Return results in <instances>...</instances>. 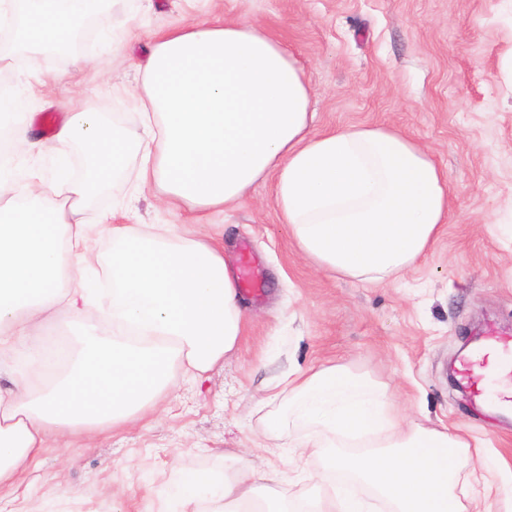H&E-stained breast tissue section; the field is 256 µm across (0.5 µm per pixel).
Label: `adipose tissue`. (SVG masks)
<instances>
[{
	"mask_svg": "<svg viewBox=\"0 0 512 512\" xmlns=\"http://www.w3.org/2000/svg\"><path fill=\"white\" fill-rule=\"evenodd\" d=\"M96 0H0V65L19 52L37 62L66 46ZM147 134L129 140L119 123L74 107L51 144L25 119L24 91L0 92L8 137L65 157L84 151L83 178L47 183L43 169L0 155V487L13 485L45 448L105 432L150 408L181 361L200 377L234 350L243 315L223 241L160 227L111 224L112 242L90 256L95 225L85 203L140 159L138 191L163 186L170 205L224 209L257 182L274 181L277 208L293 243L313 265L382 284L415 263L448 221V180L432 154L385 126L314 132L312 88L303 62L249 14L191 22L154 34L143 66ZM88 274L70 276L71 263ZM104 320L86 322L87 307ZM65 308L78 344L42 336L43 317ZM271 433L287 431L300 454L327 456L373 490L389 512H474L460 491L470 443L445 429L403 424L386 387L341 366L289 373L269 400ZM373 436L376 449L333 457L337 436ZM186 503L207 495L209 512L260 500L248 473L199 472L181 488ZM271 512H371L348 492L299 496Z\"/></svg>",
	"mask_w": 512,
	"mask_h": 512,
	"instance_id": "ef3b65f1",
	"label": "adipose tissue"
}]
</instances>
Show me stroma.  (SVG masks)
Wrapping results in <instances>:
<instances>
[{
  "instance_id": "1",
  "label": "stroma",
  "mask_w": 512,
  "mask_h": 512,
  "mask_svg": "<svg viewBox=\"0 0 512 512\" xmlns=\"http://www.w3.org/2000/svg\"><path fill=\"white\" fill-rule=\"evenodd\" d=\"M108 0L102 21L82 32L95 44L43 54L31 80L28 54L0 70V82L32 86L27 112L65 118L77 105L120 113L129 139L144 136L131 107L145 91L138 66L149 36L214 16L212 0ZM308 67L317 132L351 124L387 125L429 149L448 178L451 206L437 242L402 277L369 285L315 268L294 247L274 203L272 181L255 184L225 210L163 205L165 191L136 195V171L107 187L85 211L90 224L153 226L198 217L223 237L227 264L248 242L267 299L244 301L235 349L203 380L181 362L175 388L136 424L70 443L50 442L21 482L0 489V512H183L178 493L190 473L223 474L227 454L252 461L277 505L333 484L366 494L328 460H298L273 447L267 386L288 371L342 365L387 386L393 411L430 427L461 429L486 458L468 462V488L512 470V420L475 411L454 376L462 348L486 327L512 334V0H245L243 5ZM139 37L115 52L112 33ZM130 201L127 216L112 213Z\"/></svg>"
}]
</instances>
